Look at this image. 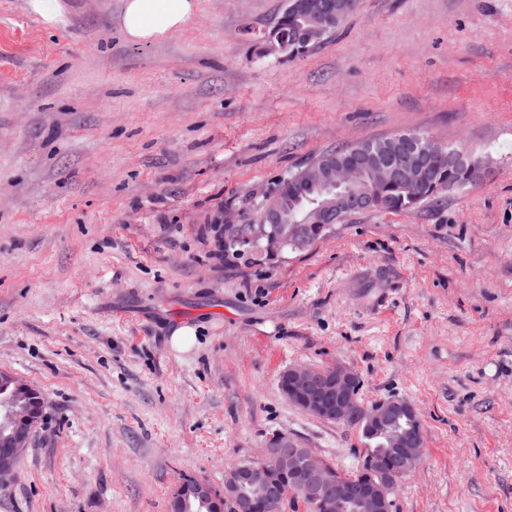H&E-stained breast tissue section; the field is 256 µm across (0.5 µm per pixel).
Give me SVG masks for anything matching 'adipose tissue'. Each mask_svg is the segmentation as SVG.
<instances>
[{
	"instance_id": "obj_1",
	"label": "adipose tissue",
	"mask_w": 512,
	"mask_h": 512,
	"mask_svg": "<svg viewBox=\"0 0 512 512\" xmlns=\"http://www.w3.org/2000/svg\"><path fill=\"white\" fill-rule=\"evenodd\" d=\"M195 11V0H125L123 29L130 42L144 43L178 30Z\"/></svg>"
}]
</instances>
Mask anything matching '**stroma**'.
<instances>
[{"label": "stroma", "instance_id": "obj_1", "mask_svg": "<svg viewBox=\"0 0 512 512\" xmlns=\"http://www.w3.org/2000/svg\"><path fill=\"white\" fill-rule=\"evenodd\" d=\"M61 3L50 25L0 0V371L45 402L0 512H168L183 479L223 490L275 433L352 469L358 431L278 385L338 363L362 402L422 423L395 512H512V0H357L293 57L268 49L287 0H197L142 44L123 0ZM399 133L480 178L225 258V218L255 223L290 172Z\"/></svg>", "mask_w": 512, "mask_h": 512}]
</instances>
